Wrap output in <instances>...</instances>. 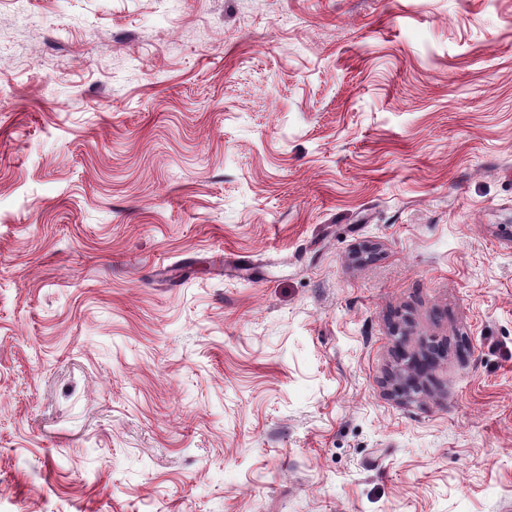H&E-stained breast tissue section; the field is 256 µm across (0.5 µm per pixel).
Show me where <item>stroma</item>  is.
<instances>
[{"mask_svg": "<svg viewBox=\"0 0 512 512\" xmlns=\"http://www.w3.org/2000/svg\"><path fill=\"white\" fill-rule=\"evenodd\" d=\"M0 71V512H512V0H0ZM433 348L428 347L417 356H413L400 373L404 389L407 391L416 388L418 378L425 372L432 360Z\"/></svg>", "mask_w": 512, "mask_h": 512, "instance_id": "1", "label": "stroma"}]
</instances>
